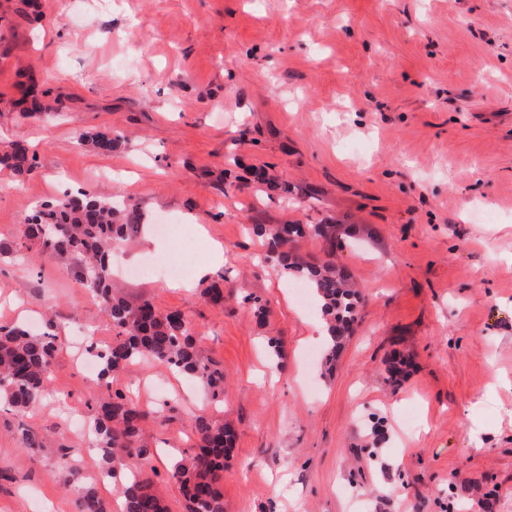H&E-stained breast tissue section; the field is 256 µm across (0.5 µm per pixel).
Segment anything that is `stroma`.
<instances>
[{
	"instance_id": "1",
	"label": "stroma",
	"mask_w": 512,
	"mask_h": 512,
	"mask_svg": "<svg viewBox=\"0 0 512 512\" xmlns=\"http://www.w3.org/2000/svg\"><path fill=\"white\" fill-rule=\"evenodd\" d=\"M32 76L57 112L31 113ZM104 127L125 137L112 154L78 143ZM16 141L33 167L0 169V242L88 190L152 227L180 216L204 245L196 288L135 274L179 250L154 231L112 285L184 313L225 381L213 402L147 361L89 379L72 326L111 339L97 303L66 265L0 253V322L53 320L59 345L40 408L0 406V512H72L57 448L23 451L16 428L78 445L72 418L90 424L87 399L112 388L151 413L170 512H185L171 459L202 413L237 432L224 512H512V0H0V151ZM328 221L335 245L296 251L359 291L331 369L321 315L246 231Z\"/></svg>"
}]
</instances>
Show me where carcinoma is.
Wrapping results in <instances>:
<instances>
[{"mask_svg": "<svg viewBox=\"0 0 512 512\" xmlns=\"http://www.w3.org/2000/svg\"><path fill=\"white\" fill-rule=\"evenodd\" d=\"M95 150L110 154L123 137L110 128L81 135ZM0 166L21 177L31 169L27 148L17 142L0 155ZM143 216L135 207H117L93 193L43 204L19 225L10 244L0 252L18 256L32 248L44 261L69 266L80 286L97 301L112 325V341L96 353L101 378L112 377L143 359L201 381L212 400L224 394V367L203 357L191 326L179 311H160L149 298L133 306L112 289V252L136 236ZM253 232L262 238L267 258L276 262L297 283L308 288L325 321L329 364L352 332L358 319L356 293L343 270L333 263H311L294 252L306 236L329 238L333 224H258ZM57 356L56 336L34 334L21 324L0 323V396L18 413L41 404ZM93 445L102 451V477L123 479L113 485L123 512H170L168 500L146 472L154 452L146 437L149 411L116 392L92 398ZM196 440L174 463L171 477L186 502L187 512H224V469L235 441L232 425L207 415L195 418ZM17 442L25 450L45 446L46 438L23 428ZM64 466L61 479L73 496L74 512H111L95 483L78 477L71 464L75 449L59 444Z\"/></svg>", "mask_w": 512, "mask_h": 512, "instance_id": "1", "label": "carcinoma"}]
</instances>
